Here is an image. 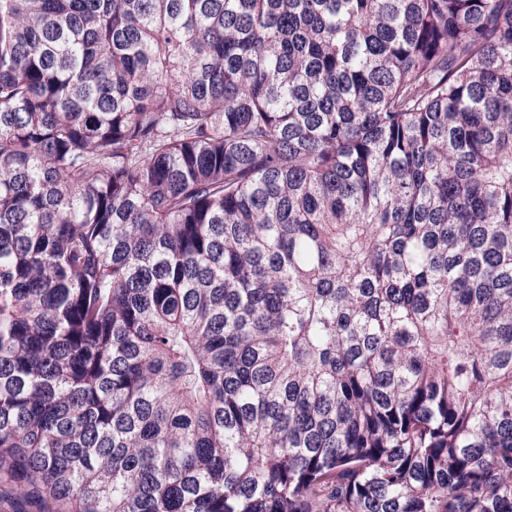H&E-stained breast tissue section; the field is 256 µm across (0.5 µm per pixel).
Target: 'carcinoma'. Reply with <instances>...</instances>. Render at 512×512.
<instances>
[{
    "label": "carcinoma",
    "instance_id": "carcinoma-1",
    "mask_svg": "<svg viewBox=\"0 0 512 512\" xmlns=\"http://www.w3.org/2000/svg\"><path fill=\"white\" fill-rule=\"evenodd\" d=\"M512 512V0H0V502Z\"/></svg>",
    "mask_w": 512,
    "mask_h": 512
}]
</instances>
